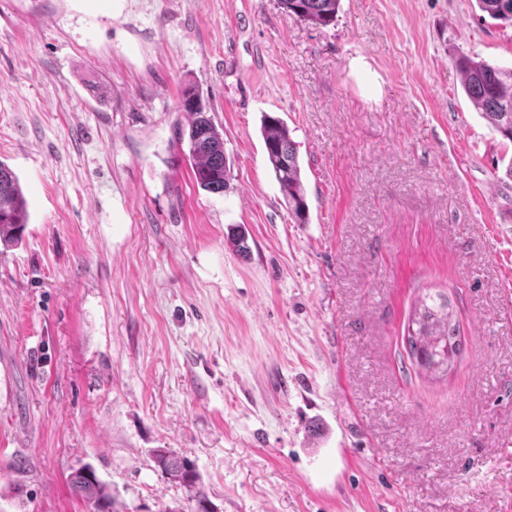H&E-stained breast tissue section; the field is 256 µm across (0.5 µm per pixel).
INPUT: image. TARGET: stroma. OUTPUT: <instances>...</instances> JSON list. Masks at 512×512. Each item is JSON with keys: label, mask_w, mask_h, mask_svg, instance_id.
I'll use <instances>...</instances> for the list:
<instances>
[{"label": "stroma", "mask_w": 512, "mask_h": 512, "mask_svg": "<svg viewBox=\"0 0 512 512\" xmlns=\"http://www.w3.org/2000/svg\"><path fill=\"white\" fill-rule=\"evenodd\" d=\"M462 54L511 67L512 27L475 0H340L326 27L280 0H0V161L29 212L0 243V512H93L84 464L123 512H187L156 448L217 512H512V142ZM189 83L221 194L177 144ZM423 288L460 298L444 382L402 366ZM179 108L190 114L188 131L182 140L185 141L194 181L208 192L224 193L229 182L224 138L208 116L199 91L186 87L182 91ZM261 133L268 161L284 200L296 223L308 222L309 207L297 151L284 121L264 115ZM153 459L162 474L187 492L188 502L194 504V512H212L211 502L201 489L200 475L193 462L167 448L155 449ZM82 466L70 475V484L74 493L91 504L94 512H118L114 509V498L110 487L102 482L94 470Z\"/></svg>", "instance_id": "35a3bbf8"}]
</instances>
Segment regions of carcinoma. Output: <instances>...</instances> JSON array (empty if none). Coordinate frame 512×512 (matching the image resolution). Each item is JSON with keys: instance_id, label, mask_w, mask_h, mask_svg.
Returning a JSON list of instances; mask_svg holds the SVG:
<instances>
[{"instance_id": "cac0c4a2", "label": "carcinoma", "mask_w": 512, "mask_h": 512, "mask_svg": "<svg viewBox=\"0 0 512 512\" xmlns=\"http://www.w3.org/2000/svg\"><path fill=\"white\" fill-rule=\"evenodd\" d=\"M489 17L512 25V0H476ZM288 16L316 26L333 23L339 0H281ZM463 90L482 118L503 138L512 141V68H503L468 55L457 59ZM179 108L190 114L183 141L193 179L211 193L222 194L229 182L224 138L205 110L199 91H182ZM261 133L268 161L284 200L296 223H308L309 207L297 151L284 121L264 115ZM27 201L15 172L0 161V242L17 240L28 223ZM404 349L411 367L428 380L437 381L455 369L463 350L460 320L455 300L445 288H429L411 306L404 334ZM153 459L162 474L182 486L194 512H212L202 491L193 462L166 448L154 450ZM74 493L91 504L95 512H117L110 487L88 466L70 475Z\"/></svg>"}]
</instances>
